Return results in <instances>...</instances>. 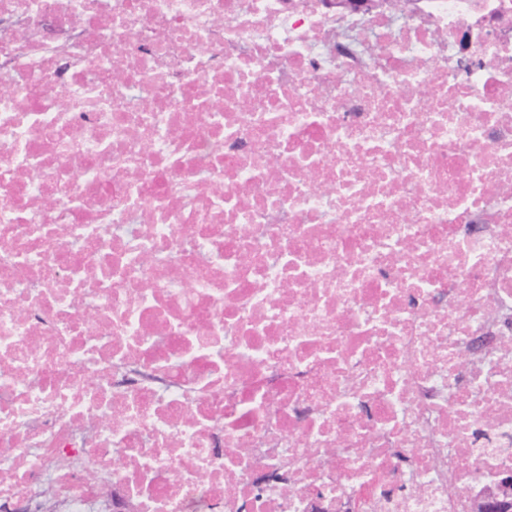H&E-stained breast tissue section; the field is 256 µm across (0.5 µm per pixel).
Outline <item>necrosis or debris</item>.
Masks as SVG:
<instances>
[{"instance_id":"1","label":"necrosis or debris","mask_w":512,"mask_h":512,"mask_svg":"<svg viewBox=\"0 0 512 512\" xmlns=\"http://www.w3.org/2000/svg\"><path fill=\"white\" fill-rule=\"evenodd\" d=\"M512 502V0H0V512Z\"/></svg>"}]
</instances>
